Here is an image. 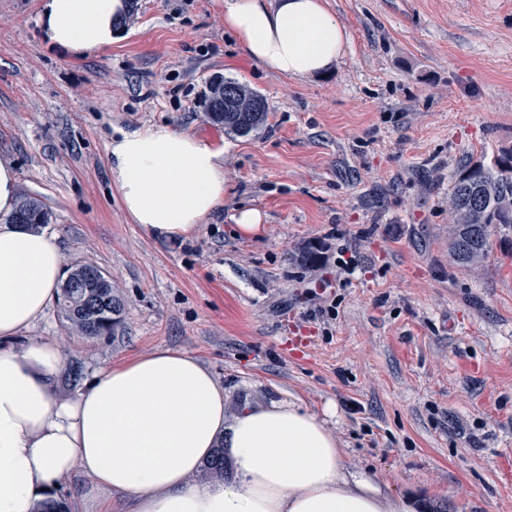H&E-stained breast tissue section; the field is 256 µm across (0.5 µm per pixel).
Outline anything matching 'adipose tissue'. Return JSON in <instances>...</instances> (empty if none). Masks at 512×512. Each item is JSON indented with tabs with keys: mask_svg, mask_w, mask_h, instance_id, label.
<instances>
[{
	"mask_svg": "<svg viewBox=\"0 0 512 512\" xmlns=\"http://www.w3.org/2000/svg\"><path fill=\"white\" fill-rule=\"evenodd\" d=\"M224 28L267 70L327 74L349 35L325 0H214ZM127 0H45L49 40L84 55L120 41ZM112 179L135 224L153 239L196 233L224 200L220 150L167 125L122 131L106 146ZM18 174L0 158V512H38L75 474L106 512H413L349 473L324 420L293 404L224 420V390L195 357L168 348L99 373L59 398L60 348L14 340L43 320L62 273L57 236L11 222ZM223 448L224 481L187 482Z\"/></svg>",
	"mask_w": 512,
	"mask_h": 512,
	"instance_id": "obj_1",
	"label": "adipose tissue"
}]
</instances>
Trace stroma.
<instances>
[{"mask_svg":"<svg viewBox=\"0 0 512 512\" xmlns=\"http://www.w3.org/2000/svg\"><path fill=\"white\" fill-rule=\"evenodd\" d=\"M128 3L125 39L78 56L47 40L43 0H0V156L63 264H94L125 303L111 336L71 335L57 305L21 333L79 362L58 397L169 348L210 370L226 420L300 406L417 512H512V240L461 268L448 212L456 172L512 150V0H327L349 48L304 81L249 59L213 0ZM214 75L265 98L259 134L210 122ZM156 124L224 161L223 203L176 244L133 224L106 156ZM243 207L258 232L238 231ZM325 277L336 314L309 318Z\"/></svg>","mask_w":512,"mask_h":512,"instance_id":"stroma-1","label":"stroma"}]
</instances>
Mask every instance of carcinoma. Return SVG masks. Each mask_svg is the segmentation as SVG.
Returning <instances> with one entry per match:
<instances>
[{
  "instance_id": "carcinoma-1",
  "label": "carcinoma",
  "mask_w": 512,
  "mask_h": 512,
  "mask_svg": "<svg viewBox=\"0 0 512 512\" xmlns=\"http://www.w3.org/2000/svg\"><path fill=\"white\" fill-rule=\"evenodd\" d=\"M224 84L259 101L260 107L255 112H223L209 103V119L239 136L260 130L267 120L263 96L236 81L226 80ZM448 202L455 216L450 251L458 265L469 268L487 256L492 236L505 239L512 234V152L502 153L490 165L461 169L451 180ZM12 220L37 230L50 223V213L41 202L27 197L19 202ZM59 288V299L73 335L97 338L114 334L124 301L98 267L77 264L68 268ZM201 471L210 478L224 479V449H216Z\"/></svg>"
}]
</instances>
